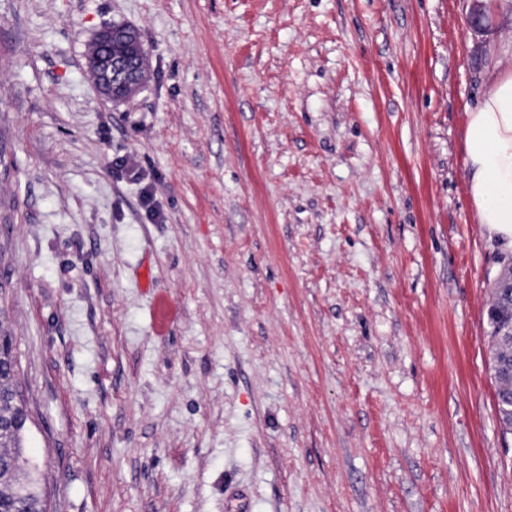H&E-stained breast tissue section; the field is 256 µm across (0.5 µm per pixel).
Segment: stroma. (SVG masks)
<instances>
[{"label": "stroma", "mask_w": 512, "mask_h": 512, "mask_svg": "<svg viewBox=\"0 0 512 512\" xmlns=\"http://www.w3.org/2000/svg\"><path fill=\"white\" fill-rule=\"evenodd\" d=\"M500 4L476 36L469 0H0V336L48 512H512V250L465 162ZM111 24L151 63L119 104ZM107 28V29H105ZM99 31L98 42L104 43L102 48L87 60V68L92 71L93 80L101 98L105 102L119 103L128 98L138 89L150 73L147 56H139V65L133 60V54H147L143 43H128V34L133 31L124 26L105 27ZM120 47L113 50V45ZM143 71V73H142ZM495 288L493 300L488 309L490 326L488 337L491 347L492 371L496 383L498 418L501 423L503 433L511 434L512 418H508L507 415H505L504 408L508 402L512 403V387L509 381L507 382L506 389L503 385V356L499 351L498 343L504 344L505 340L504 336L497 335L501 332L502 328L508 325V323H512V293L508 291L506 299L499 298ZM176 314L172 301L165 295H157L150 309L151 328L157 335H162L168 329Z\"/></svg>", "instance_id": "stroma-1"}]
</instances>
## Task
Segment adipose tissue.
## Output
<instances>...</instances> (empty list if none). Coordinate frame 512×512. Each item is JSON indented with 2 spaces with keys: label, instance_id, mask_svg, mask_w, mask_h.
<instances>
[{
  "label": "adipose tissue",
  "instance_id": "1",
  "mask_svg": "<svg viewBox=\"0 0 512 512\" xmlns=\"http://www.w3.org/2000/svg\"><path fill=\"white\" fill-rule=\"evenodd\" d=\"M465 149L476 221L512 248V69L492 76L469 112Z\"/></svg>",
  "mask_w": 512,
  "mask_h": 512
}]
</instances>
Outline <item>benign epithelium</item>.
Instances as JSON below:
<instances>
[{"instance_id": "1", "label": "benign epithelium", "mask_w": 512, "mask_h": 512, "mask_svg": "<svg viewBox=\"0 0 512 512\" xmlns=\"http://www.w3.org/2000/svg\"><path fill=\"white\" fill-rule=\"evenodd\" d=\"M468 27L479 33L487 27L488 17L483 9V0H472ZM131 29L112 26L98 34L102 47L87 59V68L92 71L93 80L101 98L110 103H119L128 98L143 83V73L133 54H145L143 43L128 42Z\"/></svg>"}]
</instances>
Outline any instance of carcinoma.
Wrapping results in <instances>:
<instances>
[{"instance_id": "1", "label": "carcinoma", "mask_w": 512, "mask_h": 512, "mask_svg": "<svg viewBox=\"0 0 512 512\" xmlns=\"http://www.w3.org/2000/svg\"><path fill=\"white\" fill-rule=\"evenodd\" d=\"M489 342L492 371L496 383L497 413L503 433H512V418L504 414L506 404L512 403V387L504 385L502 375L503 356L499 345L505 343L500 336L502 328L512 323V293L506 298L493 295L488 309ZM17 360L13 351H8L0 363V398L3 408L16 416L19 425L0 431V512H46L43 495L44 474L41 466L24 451V440L28 425L27 408L17 401L13 378Z\"/></svg>"}]
</instances>
